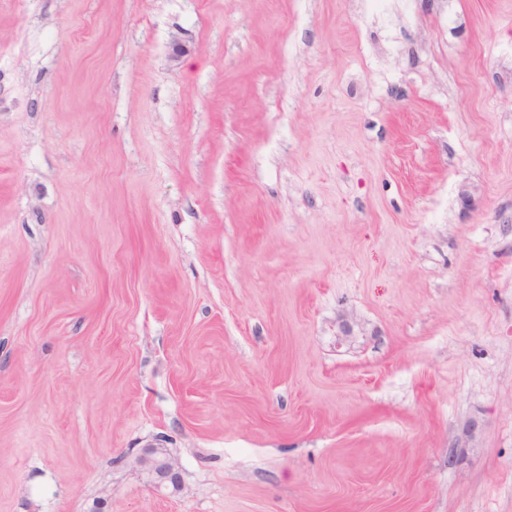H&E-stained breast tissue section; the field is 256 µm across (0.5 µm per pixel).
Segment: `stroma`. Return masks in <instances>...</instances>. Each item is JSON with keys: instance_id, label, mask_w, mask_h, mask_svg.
Returning a JSON list of instances; mask_svg holds the SVG:
<instances>
[{"instance_id": "stroma-1", "label": "stroma", "mask_w": 512, "mask_h": 512, "mask_svg": "<svg viewBox=\"0 0 512 512\" xmlns=\"http://www.w3.org/2000/svg\"><path fill=\"white\" fill-rule=\"evenodd\" d=\"M510 59L512 0H0V512H512ZM136 464L153 480L156 487L180 484L178 463L168 448L151 446L144 448L136 458Z\"/></svg>"}]
</instances>
